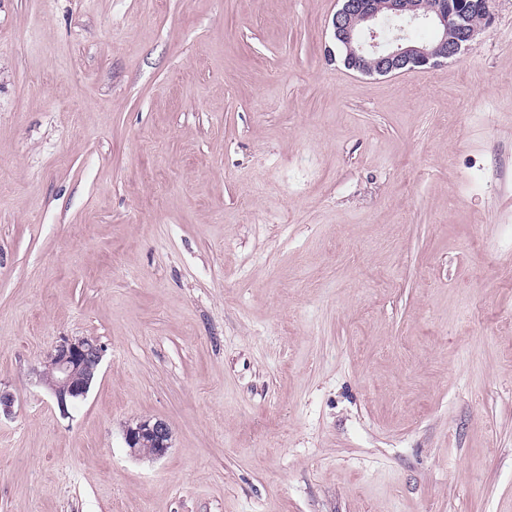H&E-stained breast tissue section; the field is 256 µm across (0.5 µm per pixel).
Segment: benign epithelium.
Listing matches in <instances>:
<instances>
[{"instance_id": "7a95c632", "label": "benign epithelium", "mask_w": 512, "mask_h": 512, "mask_svg": "<svg viewBox=\"0 0 512 512\" xmlns=\"http://www.w3.org/2000/svg\"><path fill=\"white\" fill-rule=\"evenodd\" d=\"M495 0H342L332 21L336 47L346 50L345 65L363 74L393 72L433 66L468 48L493 16ZM478 14L482 24L474 26L469 17ZM387 19L406 20L433 27L438 45L407 41L401 33L386 38L382 23ZM460 31V39L448 43V26ZM103 358V348L93 337L61 336L43 362L39 377L62 414L89 393ZM124 441L131 454L138 456L142 446H151L150 457L164 456L171 447L172 431L159 418L146 417L127 426Z\"/></svg>"}]
</instances>
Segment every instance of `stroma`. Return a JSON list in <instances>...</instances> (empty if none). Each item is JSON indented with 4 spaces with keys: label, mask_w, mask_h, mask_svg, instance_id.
<instances>
[{
    "label": "stroma",
    "mask_w": 512,
    "mask_h": 512,
    "mask_svg": "<svg viewBox=\"0 0 512 512\" xmlns=\"http://www.w3.org/2000/svg\"><path fill=\"white\" fill-rule=\"evenodd\" d=\"M337 8L0 0V512H512V0L386 76ZM103 358V348L93 337L62 336L43 362L39 377L62 414L89 393ZM124 441L134 456H140L142 446H151L150 457L164 456L171 447L172 431L168 423L159 418L146 417L129 425L124 431Z\"/></svg>",
    "instance_id": "1"
}]
</instances>
